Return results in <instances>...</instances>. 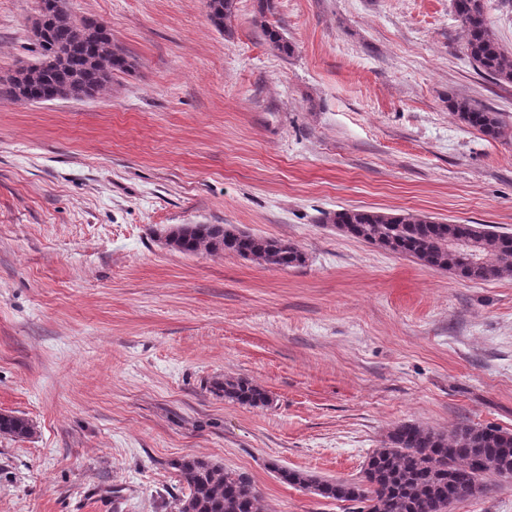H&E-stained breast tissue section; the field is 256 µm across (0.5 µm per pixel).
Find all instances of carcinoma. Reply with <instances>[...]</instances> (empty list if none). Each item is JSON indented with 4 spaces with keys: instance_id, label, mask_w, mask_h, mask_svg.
<instances>
[{
    "instance_id": "cac0c4a2",
    "label": "carcinoma",
    "mask_w": 512,
    "mask_h": 512,
    "mask_svg": "<svg viewBox=\"0 0 512 512\" xmlns=\"http://www.w3.org/2000/svg\"><path fill=\"white\" fill-rule=\"evenodd\" d=\"M463 32L462 50L482 74L512 84V52L491 28L485 0H452ZM208 19L219 31L228 29L236 0H207ZM277 0H255L254 21L265 42L281 55L293 46L270 21ZM42 28L35 38L38 62L0 82V100L44 102L70 92L93 97L112 85L118 73L135 69L134 59L112 40L109 29L76 16L67 0H38ZM448 109L461 122L492 139L512 137L497 112L468 98H449ZM342 233L394 254L415 258L423 267L446 271L467 281L512 276V233L487 224H440L419 214L341 210L325 216ZM168 247L185 255L201 251L236 254L266 268L285 269L306 262L300 247L288 240L253 235L224 224H179L166 230ZM211 391L251 407H267L268 392L253 381L234 376L213 380ZM29 421L0 413V435L25 439ZM186 484L176 512H262L261 498L246 473L202 457L172 463ZM281 479L315 494L353 503L354 512H452L467 499L487 495V478L512 475V432L494 426L458 425L438 431L409 422L393 426L368 457L357 481L321 480L307 473L277 469Z\"/></svg>"
}]
</instances>
